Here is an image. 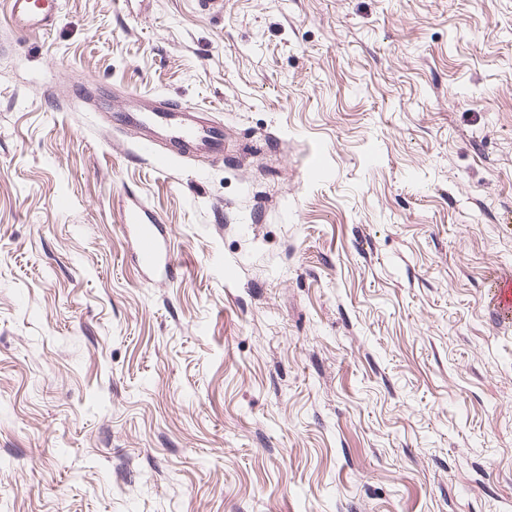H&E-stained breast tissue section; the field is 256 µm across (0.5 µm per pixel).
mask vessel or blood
Listing matches in <instances>:
<instances>
[{
    "mask_svg": "<svg viewBox=\"0 0 512 512\" xmlns=\"http://www.w3.org/2000/svg\"><path fill=\"white\" fill-rule=\"evenodd\" d=\"M0 1L6 6L12 26L24 32L51 27L60 5V0ZM140 123L158 128L162 133L161 138L167 141L194 146L197 152L217 159L224 155V135L221 129L195 121L193 113L184 111L180 106L173 104L162 111L149 113L141 118ZM158 139L144 138L141 148L152 158L154 165L162 169L168 166L169 157L156 150ZM129 220L140 267L148 271L173 267L175 259L166 244L162 226L139 223L138 215L134 212L130 213Z\"/></svg>",
    "mask_w": 512,
    "mask_h": 512,
    "instance_id": "1",
    "label": "vessel or blood"
}]
</instances>
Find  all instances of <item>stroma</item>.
Listing matches in <instances>:
<instances>
[{
	"mask_svg": "<svg viewBox=\"0 0 512 512\" xmlns=\"http://www.w3.org/2000/svg\"><path fill=\"white\" fill-rule=\"evenodd\" d=\"M61 2L0 15V512H512V0ZM11 25L24 32L47 30L60 0H3ZM194 112H185L179 105L171 104L159 112H151L140 121L128 120L126 114L117 116V121L126 124L127 121L139 127H156L162 132V137L170 142L194 146L197 152L209 154L215 159L224 156V135L214 124L204 125L193 118ZM129 220L140 267L148 271L173 267L175 259L166 244L161 224H139L136 211L130 212Z\"/></svg>",
	"mask_w": 512,
	"mask_h": 512,
	"instance_id": "1",
	"label": "stroma"
}]
</instances>
